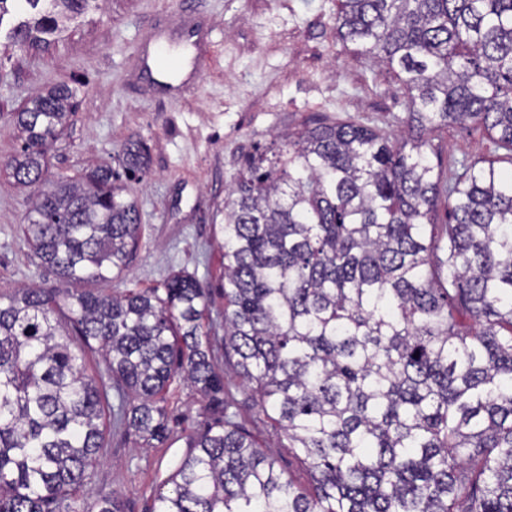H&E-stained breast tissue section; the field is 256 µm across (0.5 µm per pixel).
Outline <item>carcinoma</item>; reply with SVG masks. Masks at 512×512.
I'll return each mask as SVG.
<instances>
[{"label": "carcinoma", "instance_id": "1", "mask_svg": "<svg viewBox=\"0 0 512 512\" xmlns=\"http://www.w3.org/2000/svg\"><path fill=\"white\" fill-rule=\"evenodd\" d=\"M99 0H0L8 43L35 49ZM336 39L395 77L403 129L306 126L249 157L224 200V348L307 466L283 476L228 413L203 321L210 288L79 290L120 278L140 243L131 191L101 164L46 177L77 110L56 84L13 114L8 163L37 187L23 225L54 288L0 295V512L83 509L112 427L163 442V393L190 382L221 416L191 435L151 512H512V170L435 172L425 135L477 123L512 151V0H339ZM122 164L146 174V145ZM448 203L453 223L437 230ZM99 356L93 374L71 344Z\"/></svg>", "mask_w": 512, "mask_h": 512}]
</instances>
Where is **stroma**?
Instances as JSON below:
<instances>
[{"mask_svg":"<svg viewBox=\"0 0 512 512\" xmlns=\"http://www.w3.org/2000/svg\"><path fill=\"white\" fill-rule=\"evenodd\" d=\"M189 20L208 31L213 57L199 89L173 105L137 87L132 52L147 26ZM335 27L336 0H104L100 11L71 22L62 38L40 52L17 50L0 32V166L23 144L14 109L59 83L77 88L79 108L47 155L48 178L118 165L129 140L147 145V174L119 177L138 204L141 246L126 277L101 289L159 288L180 271L211 284L212 357L224 371L225 392L234 398V420L300 486L308 481L305 464L224 351V298L218 289L223 255L213 217L247 158L288 131L336 121L398 131L407 110L403 87L356 59L337 41ZM430 140L431 159L443 169L453 161L503 154L472 123L450 125ZM32 194L0 169V293L56 283L23 232ZM165 405L170 422L164 442L146 447L124 431L108 429L99 465L82 491L86 507L112 491L123 512H150L185 454L189 435L214 419L207 399L179 379Z\"/></svg>","mask_w":512,"mask_h":512,"instance_id":"1","label":"stroma"}]
</instances>
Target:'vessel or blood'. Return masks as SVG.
I'll use <instances>...</instances> for the list:
<instances>
[{
	"label": "vessel or blood",
	"instance_id": "vessel-or-blood-1",
	"mask_svg": "<svg viewBox=\"0 0 512 512\" xmlns=\"http://www.w3.org/2000/svg\"><path fill=\"white\" fill-rule=\"evenodd\" d=\"M144 42L136 69L142 84L171 102L197 88L209 53L207 34L193 26L174 32L159 26L146 32Z\"/></svg>",
	"mask_w": 512,
	"mask_h": 512
}]
</instances>
